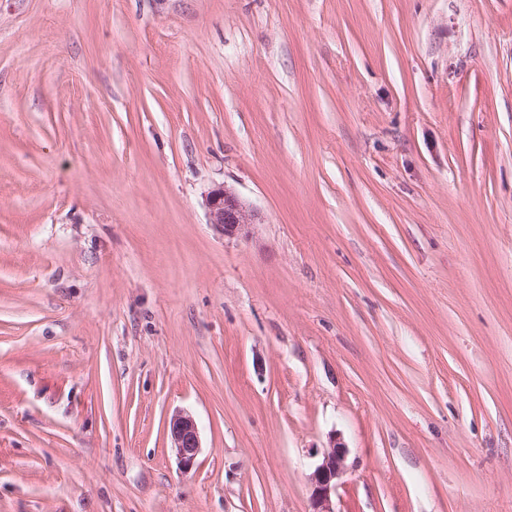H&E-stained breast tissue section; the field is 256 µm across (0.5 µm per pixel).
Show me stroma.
Listing matches in <instances>:
<instances>
[{"instance_id": "1", "label": "stroma", "mask_w": 512, "mask_h": 512, "mask_svg": "<svg viewBox=\"0 0 512 512\" xmlns=\"http://www.w3.org/2000/svg\"><path fill=\"white\" fill-rule=\"evenodd\" d=\"M333 436L512 512V0H0V512H311ZM209 224L224 237H247L249 226L256 224L258 213L233 190L220 187L206 196ZM168 430L179 464L185 469L192 468L201 451L196 420L192 415L178 412L170 418Z\"/></svg>"}]
</instances>
